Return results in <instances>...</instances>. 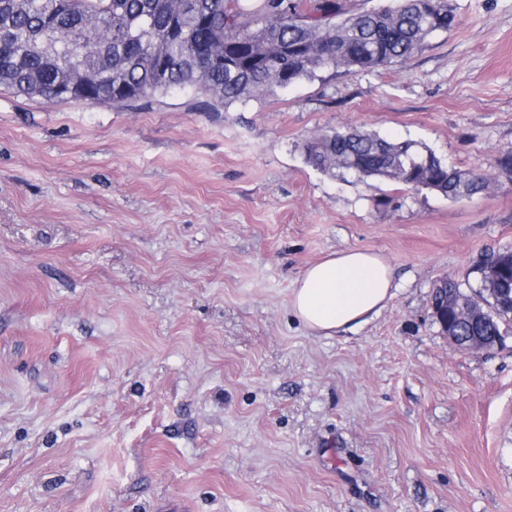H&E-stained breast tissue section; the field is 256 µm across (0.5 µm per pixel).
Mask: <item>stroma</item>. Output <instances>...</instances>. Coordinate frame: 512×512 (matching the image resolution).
Masks as SVG:
<instances>
[{
  "label": "stroma",
  "instance_id": "obj_1",
  "mask_svg": "<svg viewBox=\"0 0 512 512\" xmlns=\"http://www.w3.org/2000/svg\"><path fill=\"white\" fill-rule=\"evenodd\" d=\"M404 63L214 112L0 91V512H512V334L466 351L434 286L512 246V181L450 201L332 176L354 126L462 171L512 147V0ZM348 249L396 291L361 327L293 315Z\"/></svg>",
  "mask_w": 512,
  "mask_h": 512
}]
</instances>
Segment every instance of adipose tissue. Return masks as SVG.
<instances>
[{"label": "adipose tissue", "instance_id": "ef3b65f1", "mask_svg": "<svg viewBox=\"0 0 512 512\" xmlns=\"http://www.w3.org/2000/svg\"><path fill=\"white\" fill-rule=\"evenodd\" d=\"M394 296L390 264L360 250L331 254L297 278L291 309L311 331L333 336L367 323Z\"/></svg>", "mask_w": 512, "mask_h": 512}]
</instances>
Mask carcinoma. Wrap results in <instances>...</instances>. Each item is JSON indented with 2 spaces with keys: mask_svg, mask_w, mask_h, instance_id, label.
Instances as JSON below:
<instances>
[{
  "mask_svg": "<svg viewBox=\"0 0 512 512\" xmlns=\"http://www.w3.org/2000/svg\"><path fill=\"white\" fill-rule=\"evenodd\" d=\"M0 0V89L64 100L67 78L92 73L84 86L103 104L124 106L174 91L202 94L207 109L274 95L321 72L356 73L407 60L433 35L453 27L448 0H397L396 5L338 17L336 0ZM98 19L110 39L90 38L85 19ZM306 161L358 181L384 178L450 200L486 191L512 175V150L499 153L496 173H463L413 141L392 142L357 127L328 128L304 143ZM470 300L480 315H462L453 336L488 343L512 330V247L475 266Z\"/></svg>",
  "mask_w": 512,
  "mask_h": 512,
  "instance_id": "1",
  "label": "carcinoma"
}]
</instances>
